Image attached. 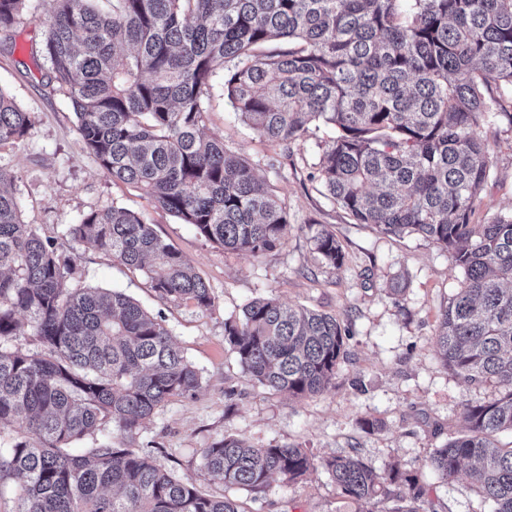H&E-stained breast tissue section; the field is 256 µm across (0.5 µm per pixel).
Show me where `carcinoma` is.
Segmentation results:
<instances>
[{"label": "carcinoma", "instance_id": "cac0c4a2", "mask_svg": "<svg viewBox=\"0 0 512 512\" xmlns=\"http://www.w3.org/2000/svg\"><path fill=\"white\" fill-rule=\"evenodd\" d=\"M26 0H0V31ZM40 56L68 97L83 148L114 180L226 251L260 257L288 237L286 203L255 166L204 138L213 80L263 140L277 147L326 126L313 177L358 223L443 247L464 275L434 340L444 364L497 397L468 404L464 431L429 466L451 480L464 463L493 512H512V213L471 223L493 175L481 129L500 112L492 86H512V0H51ZM270 42L288 49L261 51ZM30 114L0 90V146ZM13 176L0 168V480L16 476L17 512H239L230 491L259 493L322 469L341 497L368 508L426 512L421 477L357 454L318 458L294 446L234 437L201 449L224 485L201 492L150 456L98 438L112 423L133 435L200 375L163 321L117 289L80 284L68 242L142 270L165 301L208 312L211 288L139 213L112 205L42 237L20 220ZM315 249L345 254L323 228ZM28 335L33 351L12 346ZM349 326L269 297L224 320V343L257 385L294 397L325 391ZM91 444L75 452L72 445ZM405 486L409 494L395 489Z\"/></svg>", "mask_w": 512, "mask_h": 512}]
</instances>
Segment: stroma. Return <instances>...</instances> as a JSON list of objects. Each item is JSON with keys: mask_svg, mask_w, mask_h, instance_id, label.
<instances>
[{"mask_svg": "<svg viewBox=\"0 0 512 512\" xmlns=\"http://www.w3.org/2000/svg\"><path fill=\"white\" fill-rule=\"evenodd\" d=\"M49 7V0H26L14 28L0 32V90L32 120L23 141L0 146V167L15 177L23 222L42 236L58 237L84 213L112 204L127 207L192 262L214 295L205 313L160 300L143 272L71 242L82 284L123 290L162 316L201 377L193 395L171 399L133 437L112 432L113 441L215 495L224 486L202 468L199 452L233 435L257 447L298 446L317 456L355 452L376 467L421 472L429 488L427 512H490L467 474L446 481L427 466L434 450L462 430L465 404L495 395L493 386L456 379L434 344L438 317L462 279L447 251L417 236L399 238L357 223L308 177L327 131L311 133L289 155H278L241 120L220 75L205 133L255 163L257 175L287 203L292 228L283 245L258 258L205 240L142 191L112 180L84 150L70 102L47 66L32 56ZM482 134L494 175L474 203L475 224L512 211V125L497 119ZM323 227L335 233L345 252L342 267L327 265L315 250L314 237ZM397 280L405 288L396 296L391 285ZM256 297H274L348 324V355L323 393L294 399L244 374L224 343V321ZM367 420L373 428H364ZM235 497L241 512H354L320 470L291 483L276 476L266 491H239Z\"/></svg>", "mask_w": 512, "mask_h": 512, "instance_id": "1", "label": "stroma"}]
</instances>
